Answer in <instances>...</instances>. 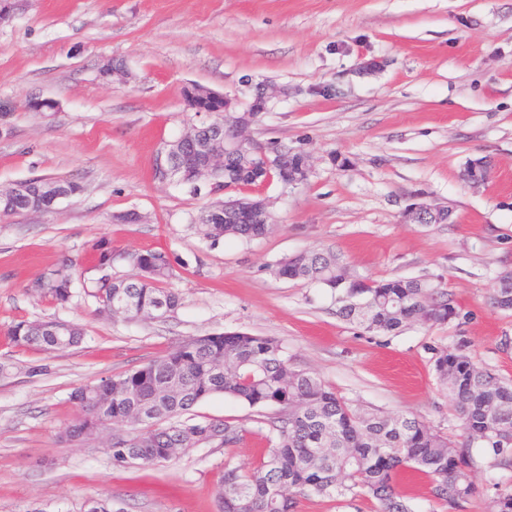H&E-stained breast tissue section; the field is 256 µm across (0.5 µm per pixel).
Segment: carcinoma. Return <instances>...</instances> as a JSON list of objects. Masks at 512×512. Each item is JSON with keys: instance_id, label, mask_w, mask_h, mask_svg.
<instances>
[{"instance_id": "obj_1", "label": "carcinoma", "mask_w": 512, "mask_h": 512, "mask_svg": "<svg viewBox=\"0 0 512 512\" xmlns=\"http://www.w3.org/2000/svg\"><path fill=\"white\" fill-rule=\"evenodd\" d=\"M259 170L281 179L278 167H266L250 147L227 154L224 171ZM68 180L31 179L11 204L0 203V216L47 206L56 193L75 192ZM198 230L213 242L225 236L250 239L273 232L274 224H209L197 217ZM91 287L84 288L101 316L126 309L127 320H144L180 305L179 294L162 284L172 275L164 250L132 256L137 277L114 278L112 249L92 245ZM76 264L64 257L33 281L29 291L63 305L73 297ZM282 280H302L334 294L336 313L367 332H393L415 322L444 324L454 315L448 291L416 278L380 282L348 281L332 251H305L278 263ZM494 307L512 311V270L498 276ZM8 336L20 347L43 351L78 345L83 330L60 321H20ZM434 371L460 415L467 444L457 446L417 417L357 409L317 375L295 368L280 343L243 332L188 338L141 367L71 393L79 410L64 430L69 441L84 440L103 418L112 419V461L119 467L168 461L173 448H234L252 435L266 444L252 467L224 463L217 512H296L298 497L314 493L336 500L374 499L379 512H411L399 490L405 474L425 481L439 508L456 507L475 492L471 450L477 446L500 464L512 467V382L500 380L475 364L460 348L442 349ZM224 394L261 410L256 429L234 420L191 423L184 419L197 403ZM273 409L264 414L262 410ZM496 512H512V485L494 484Z\"/></svg>"}]
</instances>
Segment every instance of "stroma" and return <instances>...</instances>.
Segmentation results:
<instances>
[{"label":"stroma","instance_id":"obj_1","mask_svg":"<svg viewBox=\"0 0 512 512\" xmlns=\"http://www.w3.org/2000/svg\"><path fill=\"white\" fill-rule=\"evenodd\" d=\"M112 59L127 78H103ZM190 83L239 112L274 87L254 137L308 155L312 169L297 186L253 190L273 233L211 242L195 220L235 190L152 179L157 150L198 120L182 103ZM35 94L55 111H24ZM1 102L15 109L0 121V188L42 178L81 190L51 211L0 218V512H84L91 499L114 512H216L225 458L251 466L253 441L121 468L101 442L62 436L77 416L74 388L189 337H274L354 405L418 416L454 439L462 423L436 352L463 346L512 380V312L491 302L512 268V0H21L0 25ZM474 164L487 167L484 184L464 181ZM419 202L451 207L454 223L407 222ZM129 212L142 222L124 223ZM99 240L116 277L137 275L130 254L167 250L181 306L158 320H102L82 294L61 306L29 292ZM312 249L335 251L353 279L442 285L456 315L365 332L337 316L329 290L276 277L279 262ZM48 320L81 324L84 340L45 352L5 334ZM255 415L221 395L190 411L248 429ZM473 459L476 492L452 512H493V483H512L492 455L477 448Z\"/></svg>","mask_w":512,"mask_h":512}]
</instances>
